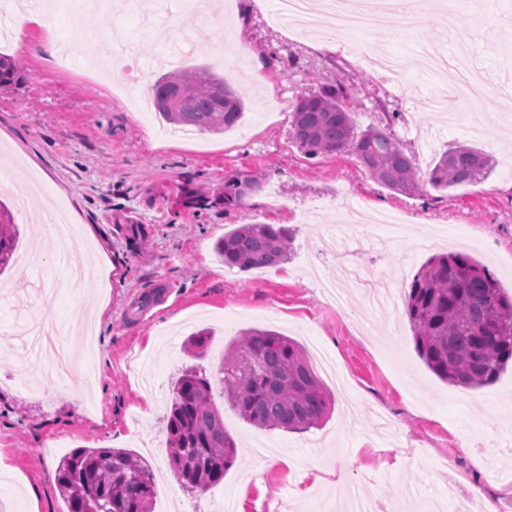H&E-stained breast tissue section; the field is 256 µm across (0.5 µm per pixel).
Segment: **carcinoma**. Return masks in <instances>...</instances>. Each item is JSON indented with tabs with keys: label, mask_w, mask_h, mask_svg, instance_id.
I'll list each match as a JSON object with an SVG mask.
<instances>
[{
	"label": "carcinoma",
	"mask_w": 512,
	"mask_h": 512,
	"mask_svg": "<svg viewBox=\"0 0 512 512\" xmlns=\"http://www.w3.org/2000/svg\"><path fill=\"white\" fill-rule=\"evenodd\" d=\"M24 78L19 60L0 54V88ZM151 90L157 112L177 127L222 133L244 111L241 95L206 67L163 74ZM355 91L353 82H336L300 95L293 109V139L309 155L336 153L352 144L384 186L404 193L418 190L422 177L391 135L372 127L355 134L345 105ZM491 172L481 151L458 145L443 152L426 177L433 188L448 189L477 183ZM290 239L286 226L244 224L225 233L215 252L225 266L248 271L283 262ZM17 244L11 214L0 207V274L10 266ZM406 316L419 357L450 385H489L512 363V296L465 252L435 256L420 269L408 287ZM210 336L200 330L189 338L186 352L195 363L171 386L164 416L170 464L188 491L204 492L223 482L237 460V443L224 428L214 390L260 429L306 431L320 425L332 404L295 340L273 330L249 329L229 343L212 377L196 363ZM56 482L68 512H152L153 469L124 448H75L59 462Z\"/></svg>",
	"instance_id": "obj_1"
}]
</instances>
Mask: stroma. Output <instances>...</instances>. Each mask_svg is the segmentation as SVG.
Masks as SVG:
<instances>
[{
  "label": "stroma",
  "mask_w": 512,
  "mask_h": 512,
  "mask_svg": "<svg viewBox=\"0 0 512 512\" xmlns=\"http://www.w3.org/2000/svg\"><path fill=\"white\" fill-rule=\"evenodd\" d=\"M115 25L131 40L138 70H97V88L60 76L53 46L83 44L104 32L96 13L73 28L66 10L55 25H34L6 47L27 72L0 91V163L14 166L0 187L19 232L24 263L0 274V512H67L55 483L61 456L76 448L120 446L148 460L173 494L175 512H334L351 488L375 495L390 512L412 491L404 512H430L439 499L451 512L449 489L512 512V366L492 384L464 388L441 381L422 362L405 316V286L432 256L464 251L487 265L512 295V0H471L455 30L435 23L434 10L392 42L381 27L345 37L322 20L305 33L269 22L275 0H173L160 17L187 42L181 69L208 67L245 99L232 129L192 139L164 136L166 121L142 113L135 96L162 69L159 45L127 0H106ZM440 51L465 44L482 86L472 115L481 126L448 123L456 103L431 80L417 53L420 39ZM404 57L405 84L385 83L379 60ZM360 79L349 108L357 130L388 128L420 172L449 147L465 143L493 157L484 181L448 190L421 184L412 194L374 180L351 149L309 156L290 134L295 100L315 82ZM443 92L438 109L409 111L410 98ZM93 229L78 264L88 278L80 293L40 302L15 297L27 271L51 265L57 243L39 236L38 215L25 200L31 174ZM262 183L241 205L226 204L235 182ZM377 211H397L407 229L398 238L373 224ZM240 224H277L292 232L287 260L242 271L225 267L214 246ZM341 243L317 254L320 235ZM373 269L391 303L357 295L329 305L318 283L344 287L348 267ZM110 288V308L97 325L99 383L93 410L60 392L52 369L31 366L17 377L19 339L31 318L76 334L89 296ZM269 329L305 351L323 348L341 382L325 380L335 398L324 425L305 432L264 430L232 408L224 425L239 445L237 463L219 485L182 489L169 464L162 418L171 383L189 359L184 341L206 329L202 364L216 371L224 348L244 330ZM480 497H472V490Z\"/></svg>",
  "instance_id": "obj_1"
}]
</instances>
